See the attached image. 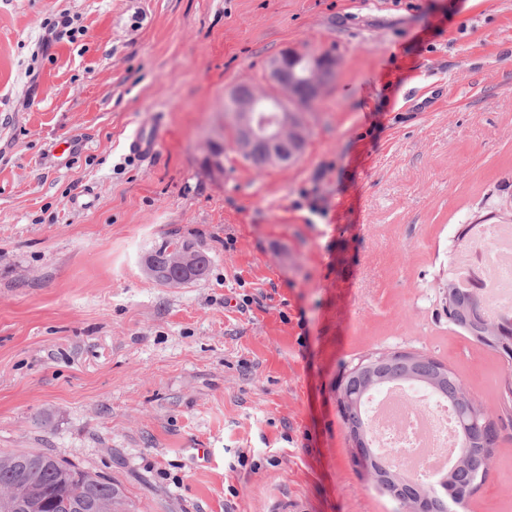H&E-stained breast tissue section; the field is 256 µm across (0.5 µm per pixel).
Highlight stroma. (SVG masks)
<instances>
[{"label":"stroma","mask_w":512,"mask_h":512,"mask_svg":"<svg viewBox=\"0 0 512 512\" xmlns=\"http://www.w3.org/2000/svg\"><path fill=\"white\" fill-rule=\"evenodd\" d=\"M286 48L336 74L303 154L259 171L224 95ZM508 194L512 0H0V451L96 470L134 512H396L353 464L336 379L414 351L497 413L512 366L443 290L459 224ZM174 234L203 281L145 274ZM463 512H512V435ZM157 135L148 125L141 126L128 143L129 153L139 158H148L155 154ZM174 251L182 252L192 260L187 266L188 271L185 273L181 285L197 283L206 277L210 266V258L207 253L192 240L170 238L153 247L145 258L146 272L156 283L168 286L166 285L168 277L172 282L181 280L180 269L184 265V260L181 258L175 259V272L168 275Z\"/></svg>","instance_id":"35a3bbf8"}]
</instances>
